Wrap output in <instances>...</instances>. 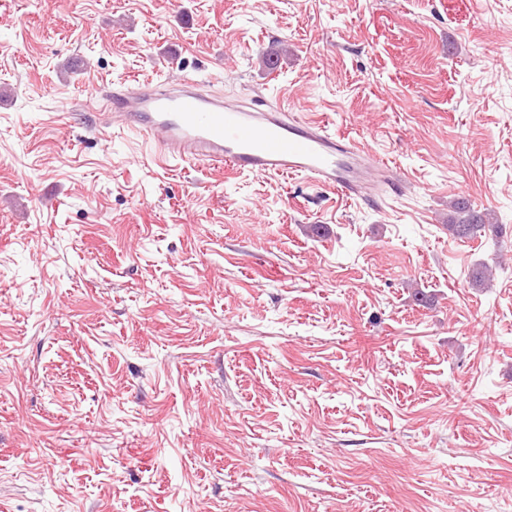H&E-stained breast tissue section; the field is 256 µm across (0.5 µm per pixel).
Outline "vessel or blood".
<instances>
[{"mask_svg": "<svg viewBox=\"0 0 512 512\" xmlns=\"http://www.w3.org/2000/svg\"><path fill=\"white\" fill-rule=\"evenodd\" d=\"M201 77L136 79L113 85L100 118L138 133L160 166L207 164L236 174L300 176L343 197L382 204L407 190L399 173L370 149L294 117L280 105L242 104L203 93Z\"/></svg>", "mask_w": 512, "mask_h": 512, "instance_id": "vessel-or-blood-1", "label": "vessel or blood"}]
</instances>
